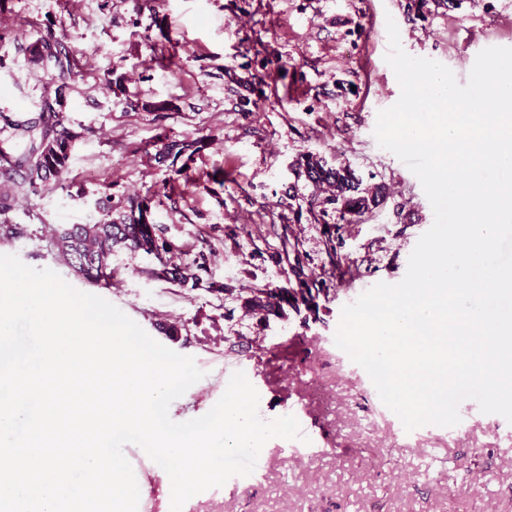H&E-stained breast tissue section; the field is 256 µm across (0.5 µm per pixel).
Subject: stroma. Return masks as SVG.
Wrapping results in <instances>:
<instances>
[{"label": "stroma", "instance_id": "1", "mask_svg": "<svg viewBox=\"0 0 512 512\" xmlns=\"http://www.w3.org/2000/svg\"><path fill=\"white\" fill-rule=\"evenodd\" d=\"M403 49L454 75L488 46L512 47V0H0V113L25 119L53 98L26 48L54 37L77 63L63 111L75 135L70 165L35 194L11 197L12 236L0 254L49 268L99 296L164 346L193 357L204 376L169 407L185 422L208 413L231 375L244 372L259 415L308 425L307 450L270 439L262 469L191 497L182 512H512V424L472 415L462 432L405 431L368 373L335 344L344 305L404 277L434 221L419 179L374 137L377 114L400 86L386 63L387 18ZM146 102L163 110L143 111ZM177 157L161 156L171 142ZM350 166L360 192H379L354 223L298 173L305 156ZM188 177H175L180 167ZM146 199L183 262L206 255L198 287L156 276L159 262L115 250L110 285L73 277L51 231ZM339 224L344 274L308 323H261L253 289L283 286L289 267L264 253L291 231L314 272L330 260L325 224ZM303 340L281 359L277 343ZM138 512H171V482L155 463L135 465Z\"/></svg>", "mask_w": 512, "mask_h": 512}]
</instances>
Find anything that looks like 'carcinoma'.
Wrapping results in <instances>:
<instances>
[{"instance_id": "carcinoma-1", "label": "carcinoma", "mask_w": 512, "mask_h": 512, "mask_svg": "<svg viewBox=\"0 0 512 512\" xmlns=\"http://www.w3.org/2000/svg\"><path fill=\"white\" fill-rule=\"evenodd\" d=\"M50 41L41 40L28 47L30 61L39 64L51 74V79L59 81L56 91L68 87V80L74 75L75 63L60 50L50 51ZM5 127L11 134L0 139V173L11 181L17 191L37 193L39 189L58 177L67 167L74 135L66 126V117L50 104H45L41 112L28 120H6ZM299 173L315 187H326L331 192L329 200L342 203L344 213L358 215L369 203L376 202L378 195L370 197L352 196L356 191V177L350 166L328 168L322 160L308 155L299 165ZM101 216L89 224H63L55 230V243L60 260L77 277L92 285H99L112 278V253L115 248H125L131 252H143L161 260L173 259L182 254L181 245L163 238L160 229L151 218L147 202L129 200V214L124 223L112 220V205L108 201L98 202ZM281 252L293 256L290 263L297 286L278 288H254L248 300L249 312L262 321L270 316L283 317L286 308L296 313L308 311L315 306L316 296L307 287L309 254L299 249V243L288 245V234L280 237ZM205 256L185 266L173 262L163 263L160 273L182 284L197 283V271L204 269Z\"/></svg>"}]
</instances>
